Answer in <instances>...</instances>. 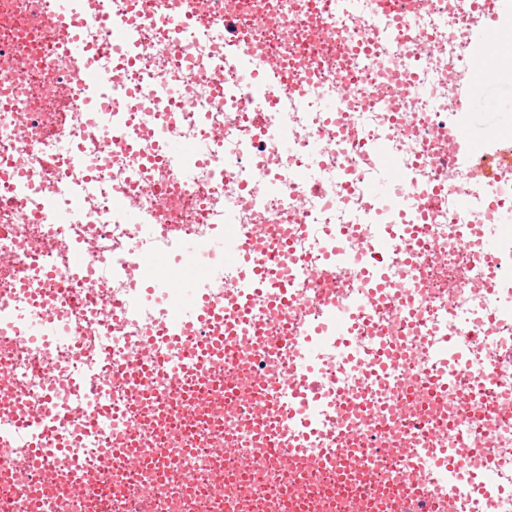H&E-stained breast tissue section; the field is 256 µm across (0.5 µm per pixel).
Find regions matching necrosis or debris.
<instances>
[{
    "label": "necrosis or debris",
    "instance_id": "1",
    "mask_svg": "<svg viewBox=\"0 0 512 512\" xmlns=\"http://www.w3.org/2000/svg\"><path fill=\"white\" fill-rule=\"evenodd\" d=\"M73 2L120 101L112 111L62 65L67 34L48 22L54 0H0V425L42 434L48 447L70 440L75 458L61 468L48 457L35 469L0 447V512H264L275 500L281 512H307L305 502H289L292 485L342 512H393L404 473L423 449L442 446L465 462L479 456L499 477L487 497L458 483L459 512H512V229L493 261L475 248L494 224L490 205L512 208V172L491 193L474 177L488 156L512 158V137L465 157L448 139L461 119L457 78L475 66L512 68V53L471 45L484 22L475 0H188L205 20L180 29L179 53L170 0H151L140 40L109 51L98 19L124 21V0ZM406 10L415 26L400 25ZM284 137L293 151L283 157ZM200 138L207 156L162 152L169 140ZM389 162L400 179L388 197L373 198L368 187ZM462 193L468 206L456 203ZM129 201L168 233L137 240L122 220ZM74 208L83 217L71 224L62 215ZM226 224L242 229L238 249L251 251L262 233L286 251L295 295L284 319L254 302L237 327L245 340L258 328L277 336L314 321L320 299L361 295L357 324L341 333L324 326L318 338V364L346 399L322 415L306 464L285 479L239 413L257 390L290 396L281 358L245 343L235 362L207 358L211 385L198 388L181 345L165 338L183 300L169 269L144 267L153 256L176 258L175 239L186 234L208 293L222 291L224 257L210 241ZM406 224L414 248L384 265L410 286L408 320L372 301L366 279L351 278L370 266L380 236L401 238ZM313 235L324 251L308 248ZM338 248L351 252V267L324 273ZM77 249L88 251L92 273L69 269ZM16 308L49 317L54 335L29 342L13 327ZM488 336L501 350L479 385L439 397L421 382L414 343H426L430 370L448 377L458 355L479 352ZM385 343L395 362L361 386L340 348L370 358ZM139 356L156 364L147 389L122 373ZM231 376L238 387L228 398ZM481 393L493 402L478 416ZM344 434L364 453L360 473L341 481ZM373 440L396 450L367 452ZM124 448L140 449L143 464L128 465Z\"/></svg>",
    "mask_w": 512,
    "mask_h": 512
}]
</instances>
